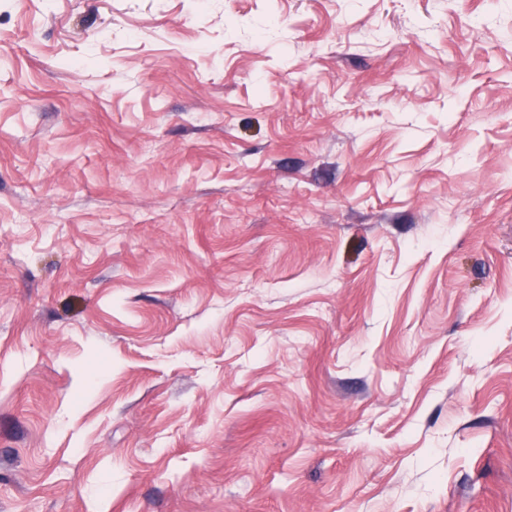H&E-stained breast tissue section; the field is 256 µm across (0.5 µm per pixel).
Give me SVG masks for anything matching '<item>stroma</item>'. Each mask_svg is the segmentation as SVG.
<instances>
[{
	"mask_svg": "<svg viewBox=\"0 0 512 512\" xmlns=\"http://www.w3.org/2000/svg\"><path fill=\"white\" fill-rule=\"evenodd\" d=\"M0 512H512V0H0Z\"/></svg>",
	"mask_w": 512,
	"mask_h": 512,
	"instance_id": "35a3bbf8",
	"label": "stroma"
}]
</instances>
